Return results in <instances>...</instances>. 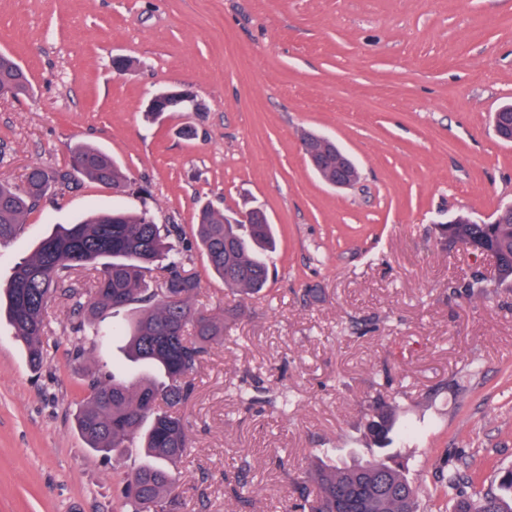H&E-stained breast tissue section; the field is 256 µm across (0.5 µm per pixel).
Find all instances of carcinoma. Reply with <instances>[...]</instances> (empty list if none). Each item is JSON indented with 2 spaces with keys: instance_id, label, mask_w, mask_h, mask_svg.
Masks as SVG:
<instances>
[{
  "instance_id": "cac0c4a2",
  "label": "carcinoma",
  "mask_w": 512,
  "mask_h": 512,
  "mask_svg": "<svg viewBox=\"0 0 512 512\" xmlns=\"http://www.w3.org/2000/svg\"><path fill=\"white\" fill-rule=\"evenodd\" d=\"M27 71L9 54L0 52V89L11 96L29 93ZM73 166L84 178L114 189L129 179L109 154L90 144L71 150ZM68 174L35 165L25 183L0 181V240L16 237L19 224L54 183ZM497 224H473L465 216L440 225L441 235L470 246L498 249V277L512 281V213L497 212ZM196 237L210 266L224 284L245 294L267 287L277 241L270 224H226L224 211L209 205L198 215ZM176 224H158L146 211L93 213L77 224L44 238L33 253L17 264L8 280L0 282V311L14 335L25 346L29 364L45 361L42 337L44 309L52 293L74 300L82 319L73 327L77 340L71 355L84 361L100 335L99 323L132 306L129 319L112 328L124 339L125 353L134 364L158 370L164 381L129 371L124 375L90 370L88 396L76 414L77 430L89 448L108 454L126 447L143 433V447L152 462L123 477V512H184L185 501L169 466L183 463L191 445L179 414L194 391L193 375L211 345L224 338V318L207 315L194 306L198 280L186 274L189 260L180 246ZM161 264L163 277L147 276ZM93 278L88 288H77L72 274ZM375 454L351 464L321 462L309 482L297 484L301 512H419V490L393 461V419L382 408L369 418ZM444 493L459 497L455 512H512V468L467 496L473 482L454 470L442 482Z\"/></svg>"
}]
</instances>
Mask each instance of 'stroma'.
<instances>
[{
  "mask_svg": "<svg viewBox=\"0 0 512 512\" xmlns=\"http://www.w3.org/2000/svg\"><path fill=\"white\" fill-rule=\"evenodd\" d=\"M1 50L33 89L0 98V178L67 171L88 141L130 182L52 188L0 242V281L54 225L92 210L146 209L190 236L205 204L257 206L275 227L257 295L232 293L190 252L195 306L223 316L224 341L181 410L192 448L172 476L187 512H287L316 457L371 455L366 421L381 405L423 512L448 469L479 487L512 467V283L439 231L512 203V144L491 121L512 102V0H0ZM180 84L195 109L147 119L148 97ZM378 98L385 108L370 110ZM307 131L351 156L355 187L311 171ZM475 277L487 296L467 297ZM45 316L37 373L0 323V512H121L119 477L142 450L87 448L73 415L85 370L123 369L122 353L107 338L72 361L73 302L51 296ZM244 380L247 408L234 391ZM282 388L294 397L284 413ZM242 471L245 507L227 492Z\"/></svg>",
  "mask_w": 512,
  "mask_h": 512,
  "instance_id": "stroma-1",
  "label": "stroma"
}]
</instances>
